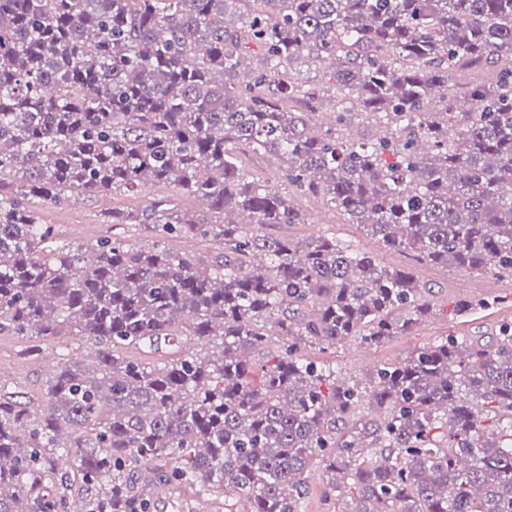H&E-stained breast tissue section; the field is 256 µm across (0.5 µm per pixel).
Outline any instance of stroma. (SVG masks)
I'll return each instance as SVG.
<instances>
[{"label": "stroma", "instance_id": "1", "mask_svg": "<svg viewBox=\"0 0 512 512\" xmlns=\"http://www.w3.org/2000/svg\"><path fill=\"white\" fill-rule=\"evenodd\" d=\"M299 204L306 212L304 224H279L273 234L304 239L310 236L336 235L350 242L356 249L377 252L382 265L389 268H411L425 287V295L431 306L425 316L406 336L394 337L379 346L363 347L354 352L350 343L340 345L335 354L327 356L317 348H309L307 354L315 360H330L336 376L351 383L368 373L375 365L405 358L412 350L439 341L450 334L479 337L490 340L497 327L512 323V281L493 275L471 276L454 269L440 271L427 265L409 267L407 258L398 252L380 248L365 231L353 224L340 223L338 215L325 207L320 199L303 198ZM103 201L79 200L57 208H46L42 218L55 225L61 241L92 245L105 236L120 237L136 247L147 246L150 237L147 229L135 224H106L101 219ZM484 292L486 307L475 309L469 316L458 315L455 306L464 300V287ZM70 352L72 357H85L86 346L72 339H62L53 346H41L39 354L28 353L25 341L0 337V368L5 369L4 379L8 390L20 391L32 398H39L49 378L59 352Z\"/></svg>", "mask_w": 512, "mask_h": 512}]
</instances>
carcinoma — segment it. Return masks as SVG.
<instances>
[{
    "mask_svg": "<svg viewBox=\"0 0 512 512\" xmlns=\"http://www.w3.org/2000/svg\"><path fill=\"white\" fill-rule=\"evenodd\" d=\"M148 183L171 194L108 212L154 225L147 248L56 246L40 217ZM294 194L416 264L512 278V0H0V336L96 349L36 409L0 385V512H152L147 472L301 512L314 464L335 512H512V324L338 381L306 347L377 346L430 304L345 241L267 234L307 223ZM215 229L209 263L170 245Z\"/></svg>",
    "mask_w": 512,
    "mask_h": 512,
    "instance_id": "cac0c4a2",
    "label": "carcinoma"
}]
</instances>
